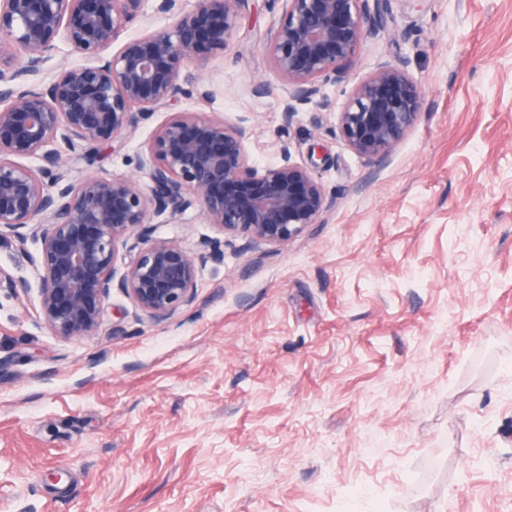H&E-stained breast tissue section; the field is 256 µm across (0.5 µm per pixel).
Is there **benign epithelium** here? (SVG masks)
<instances>
[{"instance_id":"1","label":"benign epithelium","mask_w":512,"mask_h":512,"mask_svg":"<svg viewBox=\"0 0 512 512\" xmlns=\"http://www.w3.org/2000/svg\"><path fill=\"white\" fill-rule=\"evenodd\" d=\"M147 0H0V240L40 249L28 254L36 276L39 323L77 340L101 325L112 289L161 322L196 298L209 261L224 258V239L198 252L155 239V225L178 224L198 208L222 234H244L277 247L330 208L321 182L288 147L259 168L249 160L243 121L216 112L173 109L183 99L207 103V78L187 72L224 54L248 0H152L171 26L128 38L127 25L148 21ZM280 13L271 33V68L285 91L284 121L314 102L328 83L349 78L367 40L387 30L392 0H268ZM64 42L87 63L49 80L42 67ZM421 89L404 63H383L357 84L337 115L346 145L384 162L417 120ZM167 116L139 158L146 185L130 178L74 176L80 145L132 137L142 119ZM143 246L128 262L131 236ZM16 298L31 284L0 274V291Z\"/></svg>"}]
</instances>
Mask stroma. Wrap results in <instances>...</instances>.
I'll list each match as a JSON object with an SVG mask.
<instances>
[{
	"label": "stroma",
	"mask_w": 512,
	"mask_h": 512,
	"mask_svg": "<svg viewBox=\"0 0 512 512\" xmlns=\"http://www.w3.org/2000/svg\"><path fill=\"white\" fill-rule=\"evenodd\" d=\"M392 7L288 124L266 0L207 64L201 111L246 119L257 165L285 144L313 163L322 223L233 239L163 322L116 290L65 340L36 292L0 295V512H512V0ZM401 60L422 106L375 166L337 114ZM164 118L84 146L74 175L136 176ZM157 234L217 231L192 210Z\"/></svg>",
	"instance_id": "stroma-1"
}]
</instances>
